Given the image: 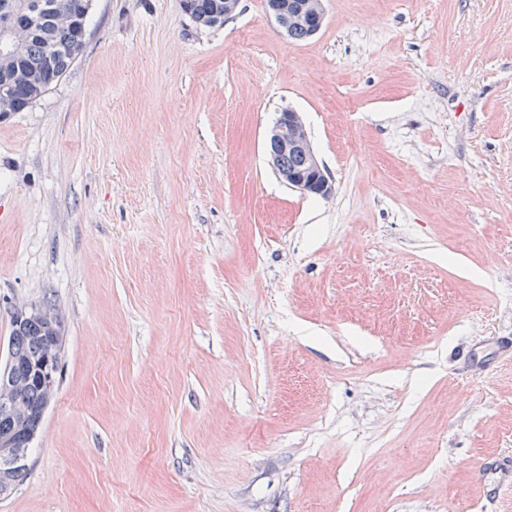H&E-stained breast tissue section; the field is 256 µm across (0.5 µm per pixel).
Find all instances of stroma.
Masks as SVG:
<instances>
[{
    "label": "stroma",
    "mask_w": 512,
    "mask_h": 512,
    "mask_svg": "<svg viewBox=\"0 0 512 512\" xmlns=\"http://www.w3.org/2000/svg\"><path fill=\"white\" fill-rule=\"evenodd\" d=\"M324 6L92 0L0 119V363L16 306L63 336L0 512H512V0ZM240 0H186L190 18L200 26L213 28L224 25V18H231ZM323 0H273L267 1V12L271 15L278 26L293 42H303L310 37L303 27H296L290 32L294 25L305 26L314 36L321 30L326 13ZM266 152L268 163L273 171L293 190L304 196L330 198L333 195L332 181L314 150L299 112L290 108L278 112L268 134ZM288 154L303 157L302 167L292 168L301 163L299 159L292 157L286 159L285 163L288 165L286 167L283 164V157Z\"/></svg>",
    "instance_id": "1"
}]
</instances>
